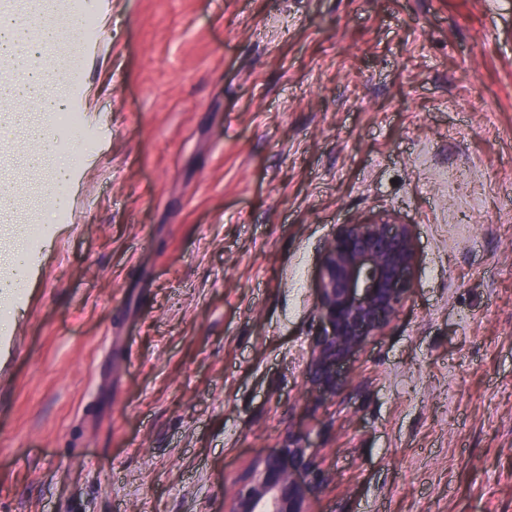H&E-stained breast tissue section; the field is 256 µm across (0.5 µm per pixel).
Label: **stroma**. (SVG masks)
Segmentation results:
<instances>
[{"label": "stroma", "mask_w": 512, "mask_h": 512, "mask_svg": "<svg viewBox=\"0 0 512 512\" xmlns=\"http://www.w3.org/2000/svg\"><path fill=\"white\" fill-rule=\"evenodd\" d=\"M48 68L91 144L0 134V512H224L289 434L313 512H512V0H95ZM412 227L395 319L305 383L340 224ZM11 236L13 245L7 254H0V297L6 298L14 295L17 288L16 271L20 268L22 258L26 252L23 234L20 230L13 228Z\"/></svg>", "instance_id": "35a3bbf8"}]
</instances>
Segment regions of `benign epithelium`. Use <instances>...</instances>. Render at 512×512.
<instances>
[{
  "label": "benign epithelium",
  "mask_w": 512,
  "mask_h": 512,
  "mask_svg": "<svg viewBox=\"0 0 512 512\" xmlns=\"http://www.w3.org/2000/svg\"><path fill=\"white\" fill-rule=\"evenodd\" d=\"M415 249L411 226L389 218L340 224L323 255L307 382L320 398L345 385L354 354L396 317L412 288ZM327 481L314 451L300 437L254 461L238 480L226 512H311L310 500Z\"/></svg>",
  "instance_id": "7a95c632"
}]
</instances>
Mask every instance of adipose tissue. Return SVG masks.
Returning a JSON list of instances; mask_svg holds the SVG:
<instances>
[{"instance_id": "obj_1", "label": "adipose tissue", "mask_w": 512, "mask_h": 512, "mask_svg": "<svg viewBox=\"0 0 512 512\" xmlns=\"http://www.w3.org/2000/svg\"><path fill=\"white\" fill-rule=\"evenodd\" d=\"M81 27L80 16H71L67 24L43 19L39 40H32L28 30L19 25L12 9L0 7V61L26 63L22 75L0 81V131L11 128L22 132L33 143V150L24 157L25 166L33 171L43 169L57 152L56 141L38 124L34 112L61 111V101L46 84L43 49L60 40L63 34H73Z\"/></svg>"}]
</instances>
